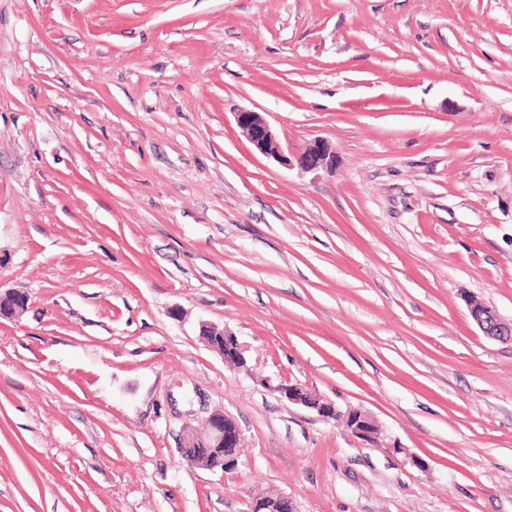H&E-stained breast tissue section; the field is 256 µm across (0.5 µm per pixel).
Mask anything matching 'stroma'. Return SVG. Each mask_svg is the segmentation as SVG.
Masks as SVG:
<instances>
[{"instance_id": "stroma-1", "label": "stroma", "mask_w": 512, "mask_h": 512, "mask_svg": "<svg viewBox=\"0 0 512 512\" xmlns=\"http://www.w3.org/2000/svg\"><path fill=\"white\" fill-rule=\"evenodd\" d=\"M0 289V512H512V0H0ZM237 126L249 142L264 156L302 172H318L332 168L336 161L333 152L323 141L315 140L301 151L285 154L281 142L270 124L258 112L240 110L235 112ZM469 307L472 319L486 336L491 338L512 336V321L510 323L502 321L494 309L481 304L471 303ZM200 334L202 336H222L223 343L221 346L210 347L224 358L225 363L239 366L244 364V350L232 332L211 323H204L201 325ZM279 391L289 402L314 409L323 420L330 421L341 417L333 402L316 398L298 385H282ZM207 442L209 454H217L218 462L224 470L238 465L241 448V432L237 423L222 411H214L207 418ZM346 425L352 434L371 440L375 434V422L371 415L360 410H353L346 415ZM251 512H296V508L287 495L275 493L255 499Z\"/></svg>"}]
</instances>
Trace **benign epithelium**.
<instances>
[{
    "label": "benign epithelium",
    "mask_w": 512,
    "mask_h": 512,
    "mask_svg": "<svg viewBox=\"0 0 512 512\" xmlns=\"http://www.w3.org/2000/svg\"><path fill=\"white\" fill-rule=\"evenodd\" d=\"M237 126L246 135L249 142L264 156L290 168L296 166L305 173L318 172L332 168L336 161L335 152L327 144L316 140L298 152L286 154L281 142L270 124L258 112L241 110L234 113ZM25 308L16 293L0 291V316L14 317ZM470 315L482 332L491 338L512 336V322L501 320L497 312L481 304H470ZM200 334L203 336H221L222 345L213 346V350L224 358L230 365H243L244 350L237 337L230 331L214 324L201 325ZM281 394L288 401L302 404L314 409L325 421L341 417L335 404L328 400L316 398L298 385H283L279 387ZM346 425L352 434L363 439H372L375 434V422L371 415L364 411L353 410L346 415ZM207 442L209 453L217 455L218 462L224 469H233L238 465L241 448V432L237 423L222 411H214L207 418ZM251 512H296L295 504L288 496L275 493L253 501Z\"/></svg>",
    "instance_id": "7a95c632"
}]
</instances>
